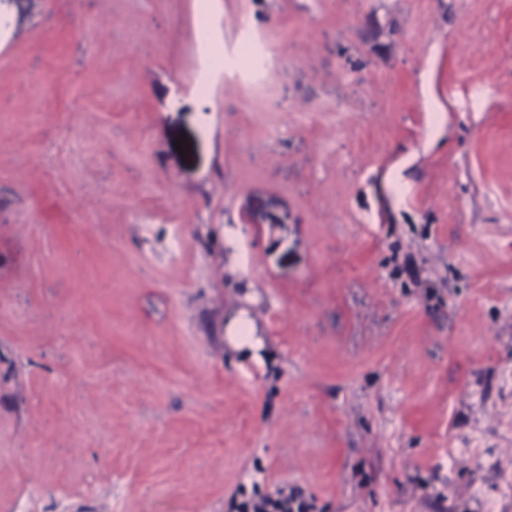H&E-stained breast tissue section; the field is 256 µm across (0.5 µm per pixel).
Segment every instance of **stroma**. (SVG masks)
<instances>
[{
  "label": "stroma",
  "mask_w": 512,
  "mask_h": 512,
  "mask_svg": "<svg viewBox=\"0 0 512 512\" xmlns=\"http://www.w3.org/2000/svg\"><path fill=\"white\" fill-rule=\"evenodd\" d=\"M510 368L512 0H0V512H487ZM294 494L278 491L274 496L265 497L257 502L244 505L242 512H293Z\"/></svg>",
  "instance_id": "35a3bbf8"
}]
</instances>
